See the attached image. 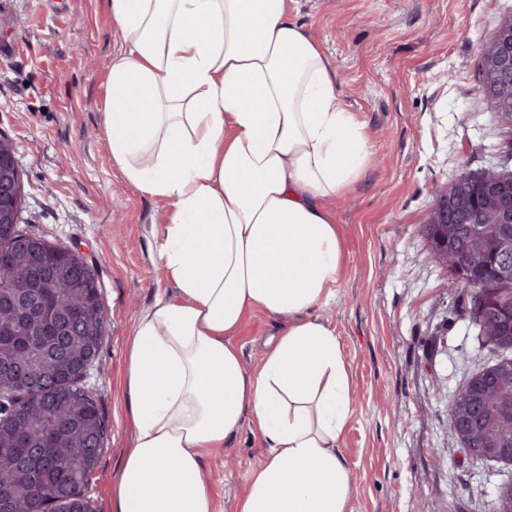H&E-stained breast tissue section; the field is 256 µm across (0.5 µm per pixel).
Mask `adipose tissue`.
<instances>
[{"label":"adipose tissue","mask_w":512,"mask_h":512,"mask_svg":"<svg viewBox=\"0 0 512 512\" xmlns=\"http://www.w3.org/2000/svg\"><path fill=\"white\" fill-rule=\"evenodd\" d=\"M108 7L121 38L104 112L112 160L168 207L150 234L171 287L133 331L135 437L114 512H213L203 456L247 422L268 454L236 512H348L349 375L317 311L342 273L327 201L365 171L364 124L288 0ZM254 309L284 326L249 369L230 338Z\"/></svg>","instance_id":"adipose-tissue-1"}]
</instances>
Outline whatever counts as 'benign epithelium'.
<instances>
[{"label": "benign epithelium", "mask_w": 512, "mask_h": 512, "mask_svg": "<svg viewBox=\"0 0 512 512\" xmlns=\"http://www.w3.org/2000/svg\"><path fill=\"white\" fill-rule=\"evenodd\" d=\"M481 86L501 115L512 122V14L503 17L494 39L481 50ZM24 198L23 185L12 144L0 138V223L9 224ZM428 237L439 259L457 257L455 273L461 283L482 272L504 286L512 287V173L487 170L464 173L452 184L438 189L428 222ZM474 308L477 326L496 319L502 335L497 340L512 346V302ZM500 383V367L474 376L461 393L467 395L471 412L456 419L452 432L464 447L468 438L484 432L487 425L486 391ZM470 452L480 458L512 463V445Z\"/></svg>", "instance_id": "obj_1"}]
</instances>
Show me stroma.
<instances>
[{"label":"stroma","instance_id":"obj_1","mask_svg":"<svg viewBox=\"0 0 512 512\" xmlns=\"http://www.w3.org/2000/svg\"><path fill=\"white\" fill-rule=\"evenodd\" d=\"M338 74L348 111L366 123L361 179L327 206L345 257L320 309L338 336L352 416L341 438L351 512H496L512 463L472 456L448 428V403L504 352L481 338L470 299L435 256L426 222L434 190L461 174L512 172V122L480 82L481 49L512 0H288ZM108 0H0V138L24 185L21 225L91 265L109 314L88 386L107 433L86 491L93 512L112 498L134 425L130 338L167 282L150 228L162 205L112 161L103 112L118 45ZM277 323L247 314L234 343L256 366ZM267 455L254 425L210 450L201 478L214 512H236Z\"/></svg>","mask_w":512,"mask_h":512}]
</instances>
